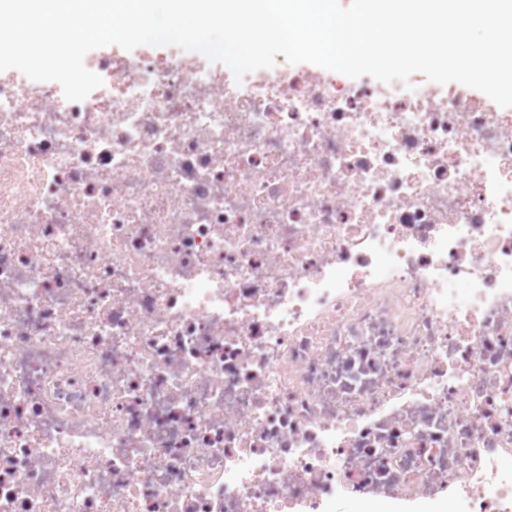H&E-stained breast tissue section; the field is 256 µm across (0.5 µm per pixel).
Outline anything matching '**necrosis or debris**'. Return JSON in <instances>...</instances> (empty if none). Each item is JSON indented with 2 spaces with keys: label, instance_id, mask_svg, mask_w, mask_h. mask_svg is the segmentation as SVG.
I'll return each mask as SVG.
<instances>
[{
  "label": "necrosis or debris",
  "instance_id": "necrosis-or-debris-1",
  "mask_svg": "<svg viewBox=\"0 0 512 512\" xmlns=\"http://www.w3.org/2000/svg\"><path fill=\"white\" fill-rule=\"evenodd\" d=\"M86 67L0 75V512H512V111Z\"/></svg>",
  "mask_w": 512,
  "mask_h": 512
}]
</instances>
